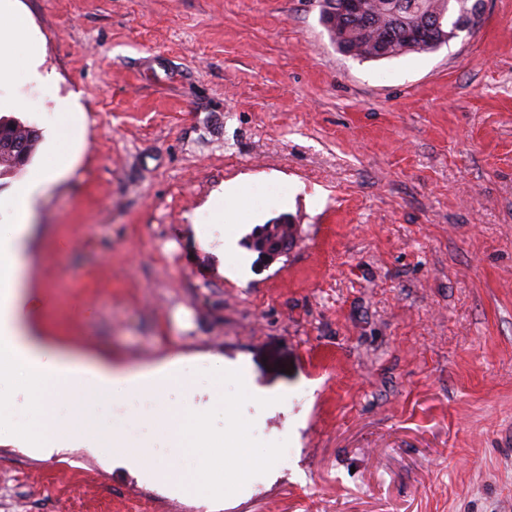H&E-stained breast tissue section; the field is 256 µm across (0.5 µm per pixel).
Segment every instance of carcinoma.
Masks as SVG:
<instances>
[{"label": "carcinoma", "instance_id": "cac0c4a2", "mask_svg": "<svg viewBox=\"0 0 512 512\" xmlns=\"http://www.w3.org/2000/svg\"><path fill=\"white\" fill-rule=\"evenodd\" d=\"M342 0H322V22L343 54L360 60H383L415 52H433L462 33L471 0H360L359 20L341 13ZM434 26L431 40L419 42L410 32ZM38 130L14 117H0V175L21 170L32 159Z\"/></svg>", "mask_w": 512, "mask_h": 512}]
</instances>
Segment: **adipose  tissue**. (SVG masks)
I'll return each instance as SVG.
<instances>
[{
	"mask_svg": "<svg viewBox=\"0 0 512 512\" xmlns=\"http://www.w3.org/2000/svg\"><path fill=\"white\" fill-rule=\"evenodd\" d=\"M17 37L28 40V68L38 69L40 43L31 37L26 16L17 9L15 0H0V42ZM69 165L66 158L47 157L1 202L7 215L0 224V383L20 381L38 394L49 391L54 397L67 398L79 393L90 400L119 388L157 390L180 380L182 363L178 360L140 374H124L104 364L50 350L28 335L25 328L28 316L37 308L36 297L25 289V248L31 232L30 221L44 185ZM73 424L86 433L89 451H96L105 443L111 444L120 463L138 471L147 480L160 478L161 470L150 457L125 450L120 438L109 439L95 433L90 418L84 413H77Z\"/></svg>",
	"mask_w": 512,
	"mask_h": 512,
	"instance_id": "1",
	"label": "adipose tissue"
}]
</instances>
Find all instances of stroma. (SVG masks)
<instances>
[{
    "label": "stroma",
    "mask_w": 512,
    "mask_h": 512,
    "mask_svg": "<svg viewBox=\"0 0 512 512\" xmlns=\"http://www.w3.org/2000/svg\"><path fill=\"white\" fill-rule=\"evenodd\" d=\"M49 82H0L35 126L31 159L72 152L35 207L26 284L45 343L183 383L107 401L0 386L12 427L56 437L76 410L160 465L165 408L205 415L171 491L112 448L44 457L0 443V512H512V0L430 53L337 51L319 0H16ZM77 94L80 143L52 140ZM246 203L217 224L225 181ZM296 227L268 260L244 241ZM238 264L241 278L225 269ZM250 365L211 384V360ZM246 427L260 458L227 468Z\"/></svg>",
    "instance_id": "stroma-1"
}]
</instances>
